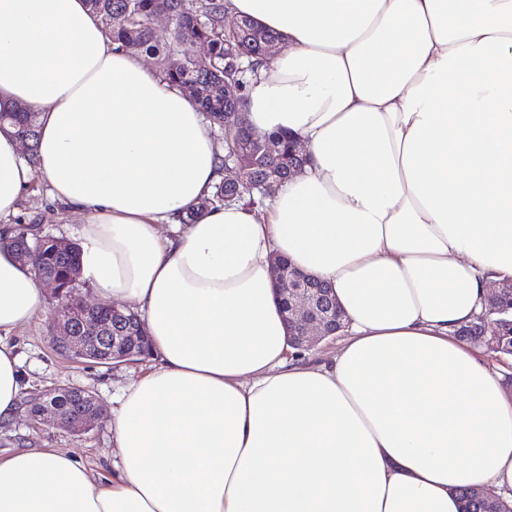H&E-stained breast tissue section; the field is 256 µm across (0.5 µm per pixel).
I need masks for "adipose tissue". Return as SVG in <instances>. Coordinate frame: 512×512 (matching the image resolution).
<instances>
[{"label":"adipose tissue","mask_w":512,"mask_h":512,"mask_svg":"<svg viewBox=\"0 0 512 512\" xmlns=\"http://www.w3.org/2000/svg\"><path fill=\"white\" fill-rule=\"evenodd\" d=\"M277 36L246 118L308 161L264 206L200 208L202 112L117 48L87 0H0V422L7 338L42 290L9 246L35 180L80 212V275L142 316L154 364L111 419L112 477L57 448L0 458V512H463L512 490V386L457 331L512 281V0H229ZM199 207L194 223H180ZM330 284L348 328L309 365L271 259ZM38 118L39 112L31 105L17 107L10 111L0 110V125L9 124L15 129V133L21 139L26 153L30 147L27 159L32 165H34L36 161V144L39 133ZM460 497L464 500V512H487L490 510L512 512V502H506L490 488L464 489L460 492Z\"/></svg>","instance_id":"1"}]
</instances>
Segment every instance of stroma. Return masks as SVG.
Segmentation results:
<instances>
[{
    "label": "stroma",
    "instance_id": "1",
    "mask_svg": "<svg viewBox=\"0 0 512 512\" xmlns=\"http://www.w3.org/2000/svg\"><path fill=\"white\" fill-rule=\"evenodd\" d=\"M15 219L22 223L39 222L42 233L74 242L78 239L81 217L68 205L53 200L44 184H36L23 196ZM55 301L44 292L40 312L8 337L19 357L23 394L74 384L91 391L100 401V423L83 435H75L52 421L29 423L24 414L0 423V457L22 448H59L97 474L109 473L112 466V433L109 421L120 406L125 387L137 380L149 367L141 360L118 367L90 362H75L55 352L50 327Z\"/></svg>",
    "mask_w": 512,
    "mask_h": 512
}]
</instances>
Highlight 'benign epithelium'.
I'll return each instance as SVG.
<instances>
[{"label": "benign epithelium", "mask_w": 512, "mask_h": 512, "mask_svg": "<svg viewBox=\"0 0 512 512\" xmlns=\"http://www.w3.org/2000/svg\"><path fill=\"white\" fill-rule=\"evenodd\" d=\"M224 63V98L235 96V87L230 81L238 70L233 51H228ZM244 107L229 110V130L235 138H255V131L242 120ZM273 287L278 299L288 305V326L292 331V345L303 348L336 335L337 311L333 303L326 300L324 289L316 288L298 273L277 263L272 266ZM124 317L123 310L112 306H90L79 297L63 300L55 311L57 327L54 344L58 353L74 361L88 360L106 362L112 366L132 362L142 356L133 342L144 339V330L139 337L127 336L123 330L110 331L109 323ZM80 400L88 408L87 417L62 412L59 401L63 390L35 392L22 403L25 408H35L34 420L47 417L53 423L73 432L92 429L100 420L101 412L97 398L87 389H75Z\"/></svg>", "instance_id": "1"}]
</instances>
